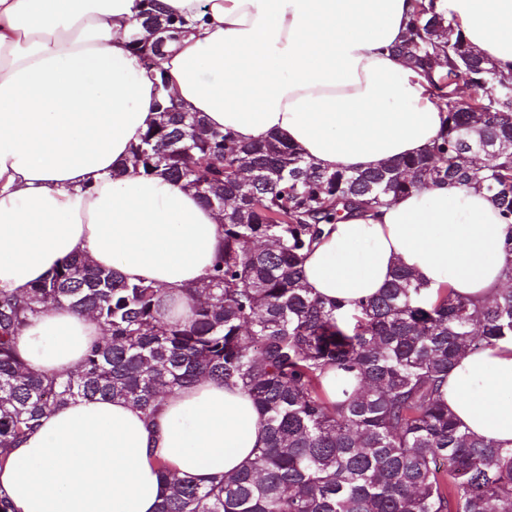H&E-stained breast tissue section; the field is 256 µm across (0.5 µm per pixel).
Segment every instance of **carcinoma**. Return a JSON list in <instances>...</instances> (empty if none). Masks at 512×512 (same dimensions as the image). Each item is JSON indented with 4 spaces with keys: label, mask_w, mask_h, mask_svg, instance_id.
<instances>
[{
    "label": "carcinoma",
    "mask_w": 512,
    "mask_h": 512,
    "mask_svg": "<svg viewBox=\"0 0 512 512\" xmlns=\"http://www.w3.org/2000/svg\"><path fill=\"white\" fill-rule=\"evenodd\" d=\"M134 28L162 16L136 0ZM395 55L429 83L446 133L377 169L329 172L272 138L240 145L173 106L157 76L158 116L131 147L134 172L225 196L224 251L186 289V320H168L162 289L129 283L82 256L63 260L25 296L0 294V466L5 449L71 400L120 398L147 414L201 377L233 380L261 414L265 446L243 470L202 485L162 468L158 512H512V447L455 422L440 385L466 351L512 341V289L476 304L444 286L435 298L397 269L350 322L303 283L306 252L355 210L426 185L484 190L512 227V78L478 54L437 0H414ZM66 304L104 335L67 378L27 368L16 351L30 317ZM336 370L333 401L324 372ZM360 389L348 393L351 379Z\"/></svg>",
    "instance_id": "obj_1"
}]
</instances>
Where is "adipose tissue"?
<instances>
[{"label":"adipose tissue","instance_id":"1","mask_svg":"<svg viewBox=\"0 0 512 512\" xmlns=\"http://www.w3.org/2000/svg\"><path fill=\"white\" fill-rule=\"evenodd\" d=\"M184 33L160 65L177 105L242 144L278 138L328 171L418 153L446 130L427 83L391 45L413 0H160ZM473 48L512 77V0H439ZM135 0H0V292L22 295L82 255L163 290L190 315L223 246L222 217L194 190L134 174L130 149L157 118L130 47ZM505 224L485 194L454 184L401 195L324 227L303 264L323 301L377 296L404 268L434 294L482 302L512 280ZM102 329L52 306L17 338L27 367L73 371ZM466 430L512 447V343L464 352L440 388ZM261 416L235 382L202 379L153 416L119 399H76L0 466L11 512H157L159 468L201 484L262 447Z\"/></svg>","mask_w":512,"mask_h":512}]
</instances>
